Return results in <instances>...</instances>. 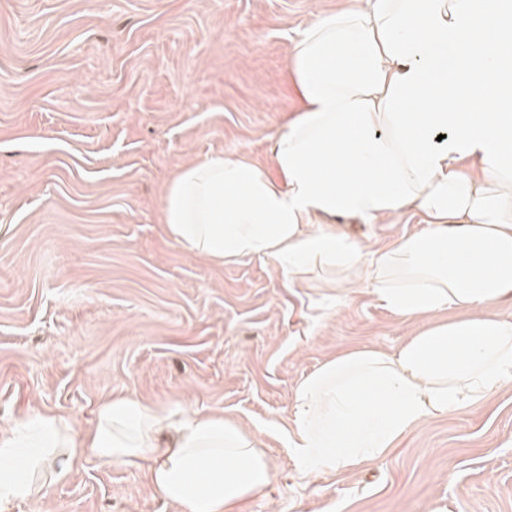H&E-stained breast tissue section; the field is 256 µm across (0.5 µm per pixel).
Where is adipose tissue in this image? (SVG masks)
I'll return each mask as SVG.
<instances>
[{"label": "adipose tissue", "instance_id": "obj_1", "mask_svg": "<svg viewBox=\"0 0 512 512\" xmlns=\"http://www.w3.org/2000/svg\"><path fill=\"white\" fill-rule=\"evenodd\" d=\"M290 69L301 114L272 168L221 155L180 167L163 222L217 263L260 258L364 282L408 320L462 311L391 354L341 351L299 384L288 445L304 471L337 473L512 384V321L487 312L512 300V0H361L317 16ZM411 211L423 228L374 250L331 223ZM87 450L142 468L175 512H242L273 480L246 427L121 395L81 434L53 412L1 428L0 510L41 501Z\"/></svg>", "mask_w": 512, "mask_h": 512}]
</instances>
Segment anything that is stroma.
I'll list each match as a JSON object with an SVG mask.
<instances>
[{"instance_id": "stroma-1", "label": "stroma", "mask_w": 512, "mask_h": 512, "mask_svg": "<svg viewBox=\"0 0 512 512\" xmlns=\"http://www.w3.org/2000/svg\"><path fill=\"white\" fill-rule=\"evenodd\" d=\"M358 0H0V424L51 411L89 427L131 394L256 432L272 484L243 512H512V385L427 419L380 466L298 467L301 381L336 353L417 330L364 284L218 264L162 222L178 167L271 164L297 115L290 49ZM383 247L418 229L336 220ZM40 512H173L140 468L84 452Z\"/></svg>"}]
</instances>
